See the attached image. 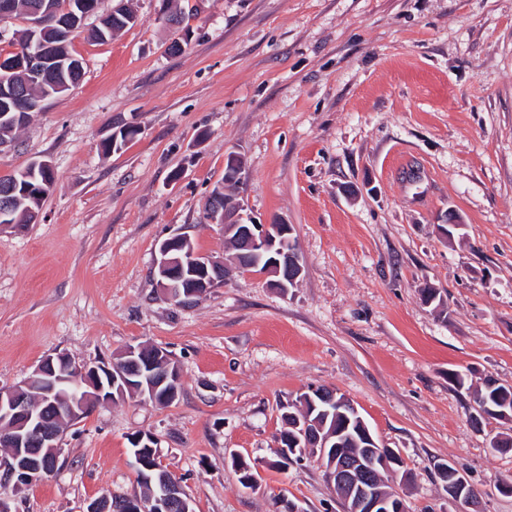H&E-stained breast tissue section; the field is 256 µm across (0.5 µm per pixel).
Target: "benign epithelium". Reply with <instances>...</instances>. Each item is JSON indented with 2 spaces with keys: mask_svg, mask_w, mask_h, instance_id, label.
Returning <instances> with one entry per match:
<instances>
[{
  "mask_svg": "<svg viewBox=\"0 0 512 512\" xmlns=\"http://www.w3.org/2000/svg\"><path fill=\"white\" fill-rule=\"evenodd\" d=\"M81 14H76L71 8L35 9L28 13L29 19L25 25L35 31L57 29L59 27L73 33L74 27L84 24L87 17L97 13L99 4L93 0L80 3ZM50 60L40 49L26 50L10 58L0 56V69L4 71H25L28 74L42 77L52 72ZM210 223L224 227V233L237 232L239 247L253 254H272L263 273L275 277L272 286L283 293H288L289 285L296 284L303 274V266L296 249L284 251L277 246V239L272 236L271 224H242L238 222V213L226 206L217 207L208 212ZM189 242L185 233H176L164 239L158 249L159 258L156 262V276L161 285L163 297L174 303L183 304L191 300L196 293L185 290L181 284L172 281L169 268L174 263L188 265L202 275L209 272L224 271V280H230L238 272V262L228 264L212 255L189 250L180 257H173L172 250ZM122 363L128 367L119 371V376L113 379V384L120 382L124 386L118 389V394L103 395L96 391L95 403L111 401L116 396H125L124 387L131 386L128 377L139 372L142 366L139 359L144 357L143 348L130 346L121 354ZM109 367L99 362L75 363L68 355L59 353L48 357L39 363L32 372L18 385L0 388V445L8 449V456L0 459V470L4 471L0 480V512H15L12 509V487H27L50 477L56 470L62 453L60 435L63 427L74 424L85 417L87 403L84 400L70 398L56 393L60 384H70L78 388L91 386V381L99 378L101 370ZM323 400L336 402V405L346 409L342 413L341 422L336 430V436H342L350 424V415H358V409L345 397L338 396L335 391L328 393L312 389ZM294 429L296 443H305L311 449H322L320 456H325L323 449L327 448L328 437H322L312 422L305 418L296 422ZM365 456L370 460L364 464L359 457H337L331 461L328 469L329 484L339 490L338 498L345 503V512H404L405 505L402 497L391 489L374 486L367 480V471L378 466L387 469L402 465L401 457L389 456L383 447L370 435L365 434ZM440 469L448 471L450 482L446 485L448 501L461 502L466 506V512H480L482 500L480 494L459 472L453 470L450 462L440 463ZM186 492L169 474L163 476V492L150 498H128L123 503L124 512H169L170 503L174 500L185 501Z\"/></svg>",
  "mask_w": 512,
  "mask_h": 512,
  "instance_id": "benign-epithelium-1",
  "label": "benign epithelium"
}]
</instances>
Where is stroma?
I'll list each match as a JSON object with an SVG mask.
<instances>
[{
  "instance_id": "1",
  "label": "stroma",
  "mask_w": 512,
  "mask_h": 512,
  "mask_svg": "<svg viewBox=\"0 0 512 512\" xmlns=\"http://www.w3.org/2000/svg\"><path fill=\"white\" fill-rule=\"evenodd\" d=\"M176 1L191 11L177 31L169 0H129L137 20L112 40L76 33L82 81L0 152V177L54 170L38 222L0 229V387L59 353L107 363L137 344L181 372L172 404L117 399L65 427L59 471L17 512L142 495L141 433L195 512H343L316 459L273 465L280 405L310 386L398 450L387 479L408 512H460L446 461L485 512H512V452L491 446L512 424L475 426L469 394L512 386V0ZM231 154L243 219L291 224L304 272L285 294L245 272L173 305L153 276L165 238L232 254L203 218Z\"/></svg>"
}]
</instances>
